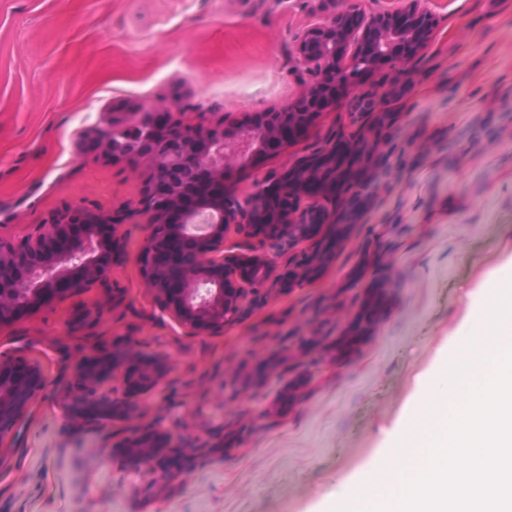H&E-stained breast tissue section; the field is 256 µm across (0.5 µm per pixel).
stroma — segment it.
<instances>
[{"instance_id": "obj_1", "label": "stroma", "mask_w": 512, "mask_h": 512, "mask_svg": "<svg viewBox=\"0 0 512 512\" xmlns=\"http://www.w3.org/2000/svg\"><path fill=\"white\" fill-rule=\"evenodd\" d=\"M438 28L397 109L419 142L453 139L492 116L493 130L451 164L432 154L380 193L318 278L270 299L215 333L192 334L152 300L137 257L144 222L117 225L124 257L105 280L0 326V354L39 364L53 378L66 345L89 356L131 336L169 358L168 375L136 398L151 424L162 395L167 429L200 435L224 419V370L280 338L325 305L353 273L369 286L353 243L373 224L386 237L399 289L372 339L308 386L282 416L243 433L221 457L199 460L170 495L147 494L148 475L112 457L125 422L70 434L64 410L36 392L24 414L27 440L0 473L7 512H319L340 477L354 476L423 391L449 338L475 314L470 294L512 264V0H424ZM318 0H0V241L43 231L49 215L83 202L103 213L132 206L147 170L85 150L88 136L169 107L173 93L206 118L282 109L300 88L288 58L314 21ZM464 204L453 207L454 199ZM126 291L124 302L112 291Z\"/></svg>"}]
</instances>
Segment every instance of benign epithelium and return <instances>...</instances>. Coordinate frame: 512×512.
<instances>
[{"mask_svg": "<svg viewBox=\"0 0 512 512\" xmlns=\"http://www.w3.org/2000/svg\"><path fill=\"white\" fill-rule=\"evenodd\" d=\"M400 6L366 19L353 0H321L320 20L305 30L294 50V68L302 92L283 112L249 113L235 123L212 122L199 115L158 128L155 114L141 122L144 130L136 148L118 160L140 163L148 175L133 208L104 214L83 204L53 212L47 229L30 240L24 250L0 243V325L18 322L58 298L81 291L101 280L124 252L115 225L136 218L149 224L147 261L141 263L143 280L157 306L169 310L195 334L232 326L262 306L272 294L293 291L304 279L316 276L348 241L357 218L355 209L368 211L375 199L370 194L354 203L341 191L346 177H373L382 172L388 150L387 136L414 143L410 126L391 122L389 113L378 112L386 98L404 96L413 83L411 63L431 39L438 25L421 0H398ZM372 102L374 125L357 112L359 99ZM344 108L349 125L372 131L369 138L351 139L342 146L354 160L352 167L339 164L337 155L323 151L318 157L283 170H272L266 183L254 180L240 195L233 180L252 179L269 160L271 144L295 143L284 135L288 127L310 130L328 112ZM180 183L190 192L168 196L169 187ZM326 193L335 204L327 214L321 233L308 236L303 212L312 200V190ZM288 195L291 206L275 207L276 195ZM236 234L252 248L241 254H224V231ZM189 241L193 248L176 257L180 274L172 288L163 286L165 267L157 258L173 242ZM307 249L297 253L293 273L282 272L266 249L286 244L292 250L302 242ZM358 251L364 267L375 268L373 287L364 289L359 311L351 313L338 299L321 314L303 320L300 336H288V385L264 415L281 414L299 402L301 388L313 374L350 355L369 341L377 317L386 309L388 296L397 289L389 274V256L363 245ZM332 324L337 336H325L322 326ZM90 372L71 375L61 369L51 380L38 368L14 357L0 358V455L15 452L17 421L25 405L19 386L49 385L51 397L70 408L67 423L92 427L91 419L75 410L81 403L129 423L132 437L113 444L112 457L135 473L148 471L153 479L149 494H165L184 480L187 465L197 457L222 455L231 450L227 435L180 438L162 432L168 420L165 405L158 406L154 433L142 430L135 396L156 384L170 370L168 359L148 352L130 336H117L95 354ZM278 369L265 358L249 370L231 369L224 378V402L237 403L255 396ZM120 374L126 393L109 403L101 402V386Z\"/></svg>", "mask_w": 512, "mask_h": 512, "instance_id": "1", "label": "benign epithelium"}]
</instances>
